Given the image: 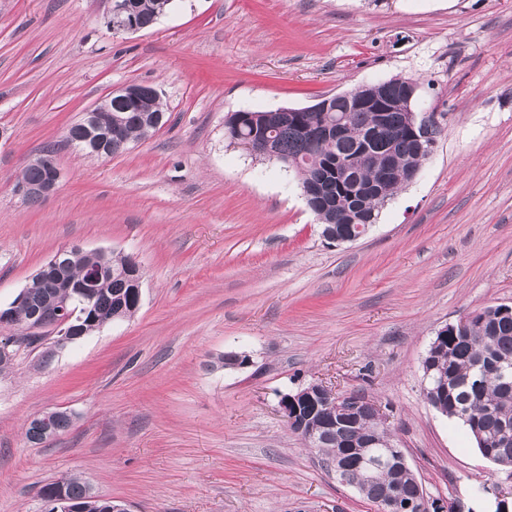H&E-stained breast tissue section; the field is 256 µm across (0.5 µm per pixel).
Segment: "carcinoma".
I'll return each instance as SVG.
<instances>
[{
	"label": "carcinoma",
	"mask_w": 512,
	"mask_h": 512,
	"mask_svg": "<svg viewBox=\"0 0 512 512\" xmlns=\"http://www.w3.org/2000/svg\"><path fill=\"white\" fill-rule=\"evenodd\" d=\"M132 12L140 25L153 27L161 15L171 6L172 0H129ZM418 83L406 77H395L371 84L366 89L353 88L357 95H378L399 99L412 92ZM137 103L126 104L112 99V105L104 109L103 122L118 131L112 139V154L116 155L137 140L146 137L151 120L164 113L158 89L152 84L139 86ZM255 119L242 125L234 122L231 115L225 123V136L229 143L246 140L249 154L265 157L261 131L274 134L277 150L283 161L300 159L293 167L299 176L301 188L313 190L308 206L321 224L343 225L351 215L360 212L366 222L374 224L382 209L394 197L399 188L410 182V166L429 156L441 134L438 121L431 124L428 138L417 139L409 118V110L392 108L386 112L370 105L347 112L345 136L335 141L323 136L322 125L327 115L305 110L289 112L285 108L275 111L256 112ZM339 159L349 171V176L359 184L360 194L350 197L342 175L327 166L332 159ZM46 175L45 168L37 161L27 162L19 182H39ZM132 263L128 256L101 251H69L63 259L61 274L63 283H77L92 269L103 271L94 295L83 301L67 288H51L46 279L35 276L26 286L28 309L26 314H39L47 322L55 319L58 304L65 301L75 311L73 322L80 336L103 327L104 320L118 315L124 320L138 310L133 288L122 276ZM499 306H487L466 315L463 329L448 331V336L431 349L430 359L436 375L444 374L448 380L445 396L446 416L454 412L468 414L469 431L479 430L486 442L481 455H498L496 442L502 438L505 427H512V313L498 315ZM327 408L319 402H311L303 408V430H293L302 439L311 431L322 436L321 424ZM375 414L369 407L360 408L350 421L342 426L341 440L328 437L316 449L324 457L336 455V443L347 445V450L361 449L366 437L375 427ZM74 415L62 410L53 416L51 433L29 423L25 436L28 442L41 445L65 432L73 423ZM394 439L384 429L377 434V444L366 449L368 459L381 462L387 456ZM349 485L375 500L393 491L403 494L407 501L417 493L414 478L406 471L397 473L384 469L377 480L366 482L360 469L349 466L342 475ZM62 492L77 508V512H109L112 502L89 493L85 482L72 474L43 485L40 498Z\"/></svg>",
	"instance_id": "cac0c4a2"
}]
</instances>
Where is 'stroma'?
I'll list each match as a JSON object with an SVG mask.
<instances>
[{
	"label": "stroma",
	"mask_w": 512,
	"mask_h": 512,
	"mask_svg": "<svg viewBox=\"0 0 512 512\" xmlns=\"http://www.w3.org/2000/svg\"><path fill=\"white\" fill-rule=\"evenodd\" d=\"M107 0H0V308L57 250L132 257L136 314L0 374V512L65 474L132 512H374L282 417L310 383L387 407L428 500L483 512L504 483L422 394L436 331L512 305V0H174L113 33ZM395 76L442 133L353 244L326 241L294 173L229 144L238 111L301 108ZM155 83L168 121L112 158L65 141L84 109ZM55 144L61 178L14 192ZM248 356L224 370L217 356ZM76 412L45 445L22 426ZM44 152H46V154H45L46 156L51 155L53 153V149L50 146H48L43 150V153ZM45 155H43V156H45ZM43 156H41V157H43ZM41 157H39L33 161H29L23 166L19 180L17 182V184H19V183H21V184L17 185L16 190H15L16 194H18L22 197H27L29 199V200H27L28 202H37L40 200L38 198H44L45 196L51 194L52 192L55 191V189L58 185V182H59L60 171H59L57 165L55 164V162L54 163H52L50 161L46 162V167L48 170V172L46 174L45 168L37 162ZM43 178H44V180H43ZM41 180H43V182L38 185H29L26 183H22V182L34 183V182H39ZM30 197H37V198H30Z\"/></svg>",
	"instance_id": "1"
}]
</instances>
